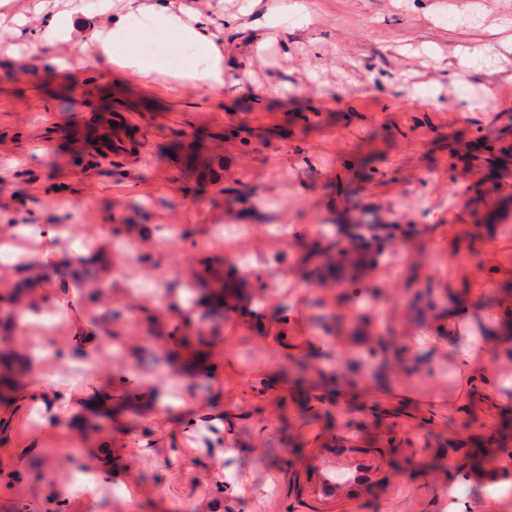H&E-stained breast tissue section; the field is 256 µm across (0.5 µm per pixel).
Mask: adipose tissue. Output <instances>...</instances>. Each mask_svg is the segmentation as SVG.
<instances>
[{"mask_svg":"<svg viewBox=\"0 0 512 512\" xmlns=\"http://www.w3.org/2000/svg\"><path fill=\"white\" fill-rule=\"evenodd\" d=\"M84 30L89 31L97 47L96 55L86 58V66L97 68L116 65L145 77L159 71L158 63L130 50L134 33L129 25V17L114 12L112 0H81L76 10L55 16L52 24L44 30L43 37L50 42L67 41L72 39L74 33ZM183 36L206 51L202 64L189 66L186 79L211 90L222 89L224 55L208 21L201 17L195 24L184 26ZM506 340L501 325L490 322L485 326V338L480 347L467 348L455 355L462 372L481 380L492 393L496 392L499 382L487 371L485 363L492 347Z\"/></svg>","mask_w":512,"mask_h":512,"instance_id":"obj_1","label":"adipose tissue"}]
</instances>
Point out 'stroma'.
I'll use <instances>...</instances> for the list:
<instances>
[{
  "instance_id": "1",
  "label": "stroma",
  "mask_w": 512,
  "mask_h": 512,
  "mask_svg": "<svg viewBox=\"0 0 512 512\" xmlns=\"http://www.w3.org/2000/svg\"><path fill=\"white\" fill-rule=\"evenodd\" d=\"M175 0L184 23L209 19L222 44V90L168 71L143 77L91 70L89 37L49 45L47 22L70 0H10L0 8V240L19 256L0 268V296L37 276L43 246L25 225L54 224L69 256L84 240L108 270L77 284L45 281L37 312L76 286L74 311L56 331L59 360L31 361L25 402L0 393V512H512V488L450 484L453 462L473 470L512 451V355L492 351L496 401L468 384L438 346L481 335L512 305V0ZM29 21V41L11 20ZM125 116L136 151L108 157L88 131ZM201 141L224 168L204 179L170 148ZM243 224L242 239L220 236ZM289 224L288 240L274 227ZM371 224L390 277L342 288L312 284L304 258L319 225ZM179 236L164 258L156 243ZM248 250L256 276L279 285L258 307L246 288L225 310L207 361L185 375L154 367L143 314L124 310L125 281L157 276L166 306L182 310L191 269L233 264ZM107 290L110 304L90 301ZM468 313L456 323L452 302ZM339 321L322 333L320 315ZM105 331L89 371L77 352ZM433 332L434 344L417 338ZM310 359L304 378L286 357ZM97 373L126 410L83 413L88 438L55 424L36 383L84 391ZM366 449L377 480L355 509L314 491L313 465L337 442ZM35 456L54 467L34 470ZM97 472L96 500L68 496L70 460ZM226 477L223 493L215 481Z\"/></svg>"
}]
</instances>
